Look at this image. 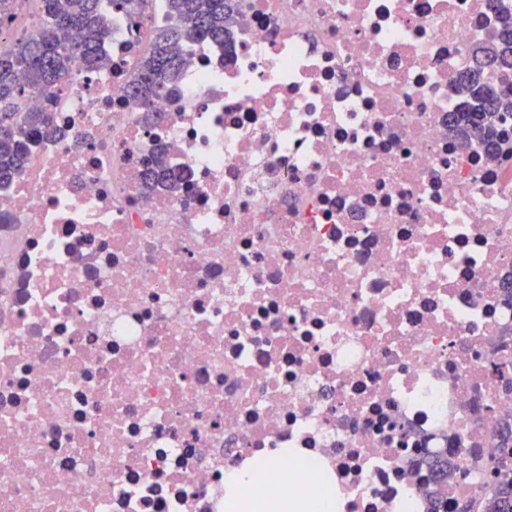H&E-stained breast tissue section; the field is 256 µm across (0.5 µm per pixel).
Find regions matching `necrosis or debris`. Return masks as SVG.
<instances>
[{"instance_id": "obj_1", "label": "necrosis or debris", "mask_w": 512, "mask_h": 512, "mask_svg": "<svg viewBox=\"0 0 512 512\" xmlns=\"http://www.w3.org/2000/svg\"><path fill=\"white\" fill-rule=\"evenodd\" d=\"M239 0L178 94L128 92L160 17L22 109L59 136L0 186V512H481L512 415V114L448 132L492 3ZM178 190L145 193L158 149ZM324 504L319 498L299 494H284L273 501L271 510H266V503L254 495L236 491L234 502L227 506V512H325ZM224 511V512H225Z\"/></svg>"}]
</instances>
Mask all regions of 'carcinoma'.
Returning a JSON list of instances; mask_svg holds the SVG:
<instances>
[{"label": "carcinoma", "instance_id": "obj_1", "mask_svg": "<svg viewBox=\"0 0 512 512\" xmlns=\"http://www.w3.org/2000/svg\"><path fill=\"white\" fill-rule=\"evenodd\" d=\"M37 33L5 48L0 47V184L10 182L26 162L30 146L55 132L47 112L20 111V102L51 89L76 68L95 70L106 58L101 42L111 25V14L102 0H36ZM112 9L130 18L139 17L147 0H110ZM164 21L155 29L151 51L141 61L129 86L131 96L151 106L176 90L182 68L177 51L182 44L229 41L238 9L235 0H165ZM492 36L477 48L489 51L497 64L512 53V13L493 18ZM458 77L467 95L462 108L448 115V129L467 144H476L491 156L498 149L493 121L502 112L512 113V89L483 77V67ZM168 178L163 157L146 174V186ZM502 466L485 502V512H512V427L501 436Z\"/></svg>", "mask_w": 512, "mask_h": 512}]
</instances>
